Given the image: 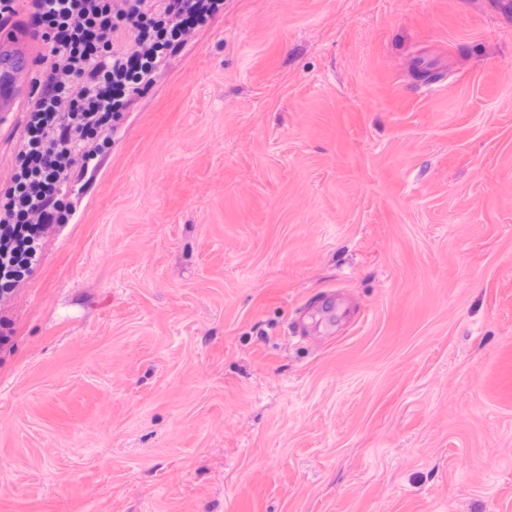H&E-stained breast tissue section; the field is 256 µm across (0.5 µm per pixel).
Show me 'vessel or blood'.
<instances>
[{
    "label": "vessel or blood",
    "mask_w": 512,
    "mask_h": 512,
    "mask_svg": "<svg viewBox=\"0 0 512 512\" xmlns=\"http://www.w3.org/2000/svg\"><path fill=\"white\" fill-rule=\"evenodd\" d=\"M35 39L31 32L15 29L0 31V50L11 49L9 62L0 63V113L19 111L23 99L31 88L34 70L32 47Z\"/></svg>",
    "instance_id": "obj_1"
}]
</instances>
